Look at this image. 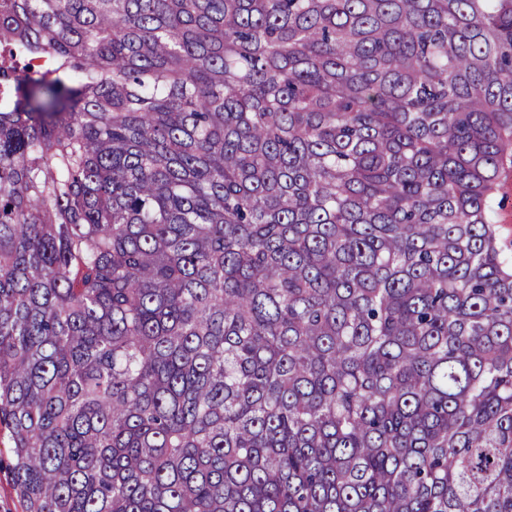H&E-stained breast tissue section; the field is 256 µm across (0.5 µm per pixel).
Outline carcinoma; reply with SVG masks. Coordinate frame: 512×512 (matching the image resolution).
<instances>
[{
  "label": "carcinoma",
  "mask_w": 512,
  "mask_h": 512,
  "mask_svg": "<svg viewBox=\"0 0 512 512\" xmlns=\"http://www.w3.org/2000/svg\"><path fill=\"white\" fill-rule=\"evenodd\" d=\"M24 512H512V0H0ZM493 221L501 241L512 242V172H506L498 179Z\"/></svg>",
  "instance_id": "obj_1"
}]
</instances>
